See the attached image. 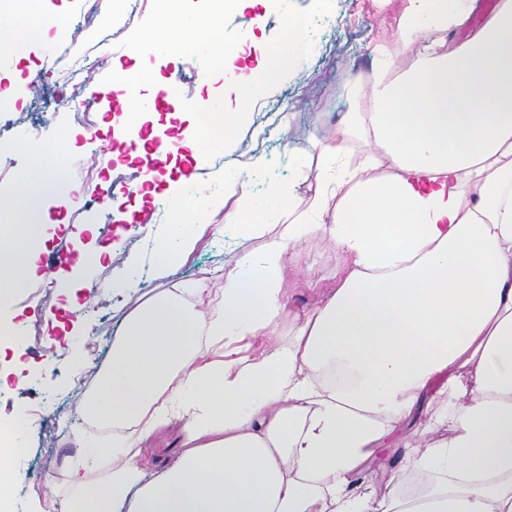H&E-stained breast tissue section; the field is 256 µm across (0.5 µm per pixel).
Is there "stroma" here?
I'll return each instance as SVG.
<instances>
[{"mask_svg": "<svg viewBox=\"0 0 512 512\" xmlns=\"http://www.w3.org/2000/svg\"><path fill=\"white\" fill-rule=\"evenodd\" d=\"M405 5V0H339L322 23L315 52L252 105L234 145L209 161L199 147L182 149L176 171L157 183L155 201L129 205L118 198L108 206L91 205L81 180L75 176L47 194L36 218L41 226V243L31 258L34 271L30 285L45 283L40 267L46 258L72 251L78 258L63 263L48 285L53 313L25 303L21 289L0 305V320L30 318L38 330L21 347L0 349V376L7 380L0 386V419H14L37 404L45 407L44 418L33 422L24 437L28 456L10 460L8 473L20 498L19 512H60L61 502H49L47 496L53 490L65 493L67 457L96 432L94 425L74 412L80 398L75 385L105 367L125 315L152 294L173 291L183 284L201 282L211 289L221 287L219 275L229 270L231 251L261 246V239L237 238L224 228L225 212L239 201L238 196L224 194L225 172H252L245 186L252 195L259 196L269 182L287 180L289 152L304 155L309 166H316L321 149L335 145L336 128L344 114L359 104L354 83L369 70L373 50L393 45ZM107 36V31L90 30L85 44L89 56L108 55L111 70L119 74L139 70L141 59L131 49L107 43ZM68 50L62 40L50 49L36 40L31 54L0 64V96L12 103L0 115V125L9 126L21 117L44 120L48 123V144L76 145L79 132L68 110L43 112L27 87L29 80L38 75L55 93L69 97L71 89L60 74V60ZM153 77L162 85L180 77L194 92H206L209 101L224 99L232 109L240 104L238 93L225 89L223 75L205 77L199 63L191 58L158 57ZM266 111L277 124L274 136L267 141L257 135V123ZM254 154L270 159V167L251 171L249 159ZM189 178L207 187L214 197L193 249L165 279L145 278L139 287L113 292V283L129 276L124 264L127 256L137 255L146 267L152 264L148 239L163 230L169 219L164 205L184 189ZM148 212L153 222L145 228L141 221ZM109 241L115 246V259L92 262V255ZM339 263L335 249L318 236L294 250L285 272L286 317L303 316L325 300L336 285L334 272ZM57 344L64 350L54 358L49 348Z\"/></svg>", "mask_w": 512, "mask_h": 512, "instance_id": "stroma-1", "label": "stroma"}]
</instances>
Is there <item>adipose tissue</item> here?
<instances>
[{
    "label": "adipose tissue",
    "mask_w": 512,
    "mask_h": 512,
    "mask_svg": "<svg viewBox=\"0 0 512 512\" xmlns=\"http://www.w3.org/2000/svg\"><path fill=\"white\" fill-rule=\"evenodd\" d=\"M478 7L407 0L312 196L296 205L307 164L289 154L294 178L224 216L264 243L235 255L223 287L126 317L77 406L112 438L70 459L62 512H512V0L467 32ZM35 170L24 198L0 200L1 303L31 274L23 216L51 178L45 155ZM183 198L153 279L195 243ZM314 236L343 259L336 286L289 320L286 255ZM256 337L264 349L241 353ZM170 426L184 450L150 472L145 444ZM406 431L399 472L357 483Z\"/></svg>",
    "instance_id": "obj_1"
}]
</instances>
